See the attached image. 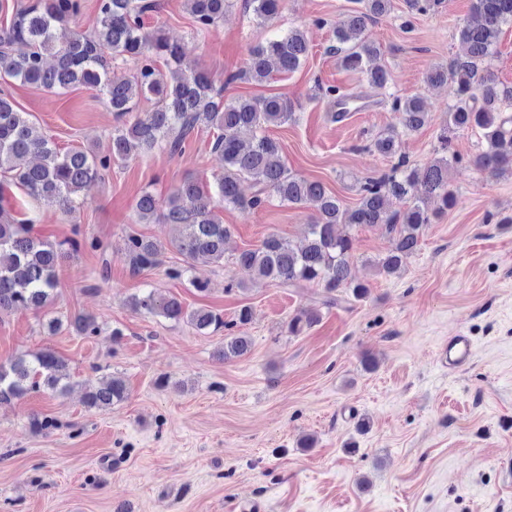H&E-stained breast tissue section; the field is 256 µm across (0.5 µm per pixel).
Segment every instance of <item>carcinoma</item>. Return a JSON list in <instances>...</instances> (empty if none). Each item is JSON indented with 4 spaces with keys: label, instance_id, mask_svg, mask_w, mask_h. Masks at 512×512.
I'll use <instances>...</instances> for the list:
<instances>
[{
    "label": "carcinoma",
    "instance_id": "obj_1",
    "mask_svg": "<svg viewBox=\"0 0 512 512\" xmlns=\"http://www.w3.org/2000/svg\"><path fill=\"white\" fill-rule=\"evenodd\" d=\"M353 3L357 8L336 23L337 45L330 50L340 55L344 69L365 75L371 85L384 90L389 72L378 62L380 50L366 37V29L368 23L390 13L392 0ZM280 5L281 0H247L255 19L264 24L278 15ZM184 6L197 32L203 34L224 19L229 0H184ZM159 7L160 0H97L96 25L85 33L70 27L85 9V0H37L13 13L8 0H0V11L12 13L9 25L0 28L1 75L46 90L94 89L119 119L134 111L141 99L150 95L156 99L151 111L113 130L112 148L101 156L89 148L60 149L29 113L19 111L9 95L0 92V173L9 175V181L32 200L54 204L68 213L74 197L103 178L112 166L159 146L180 155L196 128L213 130L212 150L224 159L221 175L206 184L197 178L182 180L162 205L149 191L136 202L140 223L161 221L173 228L170 245L183 257V265L167 269L171 279L183 278L200 261L224 263V243L231 227L222 222L217 208L250 212L274 198L288 206L314 210L305 244L295 248L271 234L257 247L241 251L235 265L256 279L288 287L320 285L328 306L361 301L369 288L352 274V230L383 227L390 248L374 266L387 276L400 271L403 260L419 250L424 228L454 202L448 169L458 156L451 152L448 133L470 127L484 130L487 147L473 157V163L493 176L512 174V117L501 112L512 105V86L497 82L489 67L502 26H512V0H472L471 18L459 32L467 45L465 54L446 66H435L427 75L430 86L450 81L456 87L448 122L437 136L439 157L422 168L409 166L399 152L400 132L420 131L428 125L429 115L419 95L392 97L391 108L400 115L401 130L381 132L370 148L395 162L389 172L360 185L359 202L350 208L322 182L289 172L279 142L263 134L269 126L295 121L290 101L283 95L223 98L211 76L186 60L179 44L145 26V14L155 13ZM16 44L24 45L25 50L14 52ZM309 51L302 29L276 32L250 47L246 70L227 74L224 84L245 79L261 84L275 72L292 74ZM125 56L141 60L132 77L112 71V60ZM325 96L336 108L333 119L337 122L360 109L358 99L338 86L326 87ZM244 180L256 187L249 198L240 191ZM393 198L408 201L407 208L390 210ZM34 224L32 218L17 217L11 199L0 196V315L47 307L58 287L60 260L67 253L88 250L106 256L107 246L98 238L85 236L77 226L72 236L52 240L36 232ZM124 250L134 274L161 263L162 246L141 234L127 235ZM130 308L139 314L185 320L199 331L224 330L219 356L226 362L251 351V338L236 330L250 322L249 307L240 309L236 321L230 323L212 310L189 312L174 297L144 290L131 297ZM317 320L316 312L302 310L289 321L288 332L297 335ZM69 326L80 336H95L99 331L90 315L74 316ZM69 387L66 364L51 350L21 354L0 363V405L31 392L64 394ZM126 397L125 381L109 375L87 393L86 403L107 408Z\"/></svg>",
    "mask_w": 512,
    "mask_h": 512
}]
</instances>
